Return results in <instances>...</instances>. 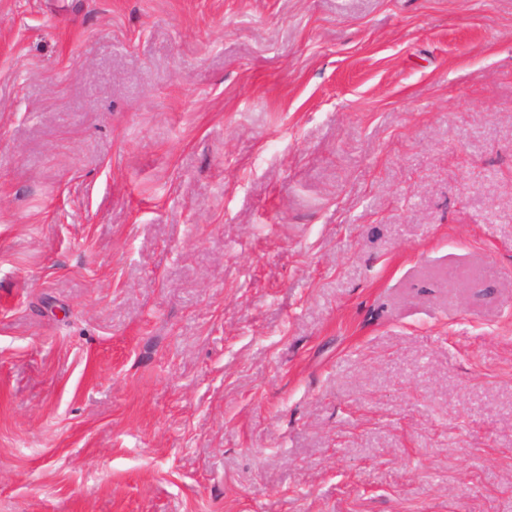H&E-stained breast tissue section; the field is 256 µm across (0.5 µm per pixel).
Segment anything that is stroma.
<instances>
[{"label": "stroma", "instance_id": "stroma-1", "mask_svg": "<svg viewBox=\"0 0 512 512\" xmlns=\"http://www.w3.org/2000/svg\"><path fill=\"white\" fill-rule=\"evenodd\" d=\"M0 512H512V0H0Z\"/></svg>", "mask_w": 512, "mask_h": 512}]
</instances>
